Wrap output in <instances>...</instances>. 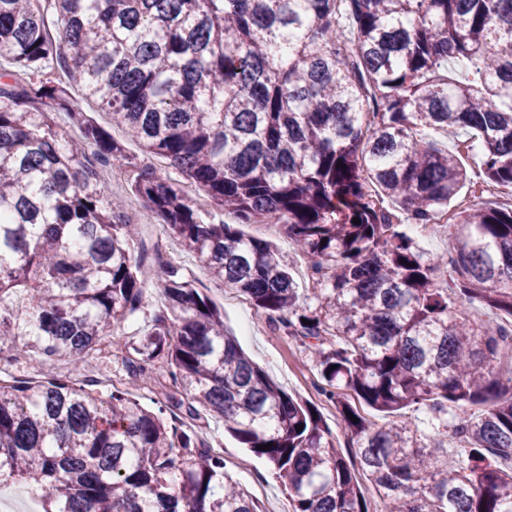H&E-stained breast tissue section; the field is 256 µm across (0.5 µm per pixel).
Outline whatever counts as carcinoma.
<instances>
[{
	"instance_id": "cac0c4a2",
	"label": "carcinoma",
	"mask_w": 512,
	"mask_h": 512,
	"mask_svg": "<svg viewBox=\"0 0 512 512\" xmlns=\"http://www.w3.org/2000/svg\"><path fill=\"white\" fill-rule=\"evenodd\" d=\"M0 54V480L41 512H261L194 429L212 412L291 512H370L358 471L384 512H512V328L470 316L512 322V208L453 213L450 258L407 232L471 182L429 130L474 134L482 182L512 186V0H0ZM122 160L164 228L308 352L351 457L177 265L124 342L155 408L73 379L145 308L140 229L98 173ZM173 171L215 213L281 226L313 287L272 242L202 214ZM21 356L38 378L10 372ZM71 95L78 99L88 117L95 123L107 130L114 139L121 141L125 146L126 155L130 158H140V150L138 146L131 141H127L125 133L119 127L112 126L111 115L102 109L97 102L83 98L81 87L77 84H72L70 87Z\"/></svg>"
}]
</instances>
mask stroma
<instances>
[{
    "instance_id": "1",
    "label": "stroma",
    "mask_w": 512,
    "mask_h": 512,
    "mask_svg": "<svg viewBox=\"0 0 512 512\" xmlns=\"http://www.w3.org/2000/svg\"><path fill=\"white\" fill-rule=\"evenodd\" d=\"M121 164L107 167L103 172L106 195L124 197L127 215L141 227L138 256L147 275L162 273L167 263H175L193 280L195 286L224 312L226 329L237 336L244 351L259 364L285 391L299 399L318 406L330 429H337L335 409L323 403L313 386L317 370L306 364L300 344L282 332L265 327L253 332L251 323L256 316L254 308L222 281L214 279L195 254L183 249L179 241L162 226L161 219L139 199L131 196L128 180L121 174ZM245 235L273 242L289 256L291 271L299 287L311 285L308 260L288 240L283 231L272 224H246ZM102 351L83 371L86 379L96 380L99 392H108L110 384H121L126 379L121 354L113 345L112 336L101 342ZM199 432L206 446L223 456L226 468L240 486L259 501L263 512H289L288 496L272 475L264 458L258 457L224 431V421L215 416L203 417Z\"/></svg>"
}]
</instances>
